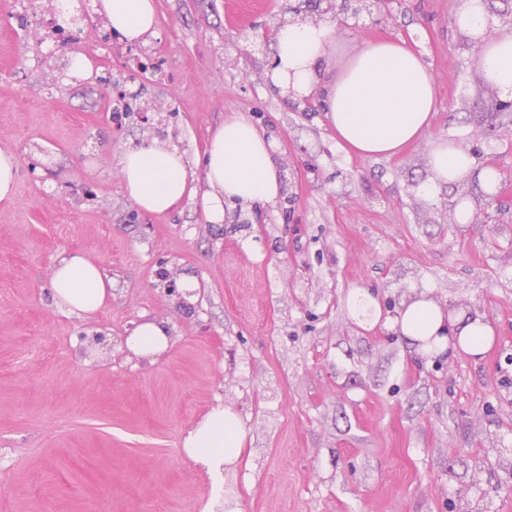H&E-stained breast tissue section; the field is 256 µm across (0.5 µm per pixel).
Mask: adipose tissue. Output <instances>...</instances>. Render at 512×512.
I'll return each instance as SVG.
<instances>
[{
	"label": "adipose tissue",
	"mask_w": 512,
	"mask_h": 512,
	"mask_svg": "<svg viewBox=\"0 0 512 512\" xmlns=\"http://www.w3.org/2000/svg\"><path fill=\"white\" fill-rule=\"evenodd\" d=\"M114 35L130 43L154 34L155 0H100ZM456 26L478 42V62L489 84L512 97V35L483 41L487 27L486 0H459ZM271 83L290 99H319L323 117L346 152L372 159L398 155L430 129L437 113L436 87L423 53L403 37L366 43L345 63L330 67L336 29L324 19L289 15L274 36ZM274 144L244 116L225 118L210 137L202 170H195L177 147L159 139L118 155L123 190L145 213L163 214L184 200L197 201L208 222L223 223L225 203L245 208L277 200L282 171L274 159ZM431 176L420 191L434 197L438 188L459 184L470 176H495L478 167L466 149L438 137L428 154ZM48 289L55 305L68 314L90 315L106 306L112 282L98 262L83 252L60 255ZM352 317L364 328L384 325L419 344L436 357L483 356L495 330L479 314L468 315L439 304L429 288L414 290L395 314L384 315L381 295L368 288L348 294ZM138 357L156 361L170 346L164 323L145 320L125 340ZM247 430L231 409L216 407L189 429L183 448L193 463L221 486L224 473L240 460Z\"/></svg>",
	"instance_id": "1"
}]
</instances>
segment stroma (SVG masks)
Segmentation results:
<instances>
[{"label": "stroma", "mask_w": 512, "mask_h": 512, "mask_svg": "<svg viewBox=\"0 0 512 512\" xmlns=\"http://www.w3.org/2000/svg\"><path fill=\"white\" fill-rule=\"evenodd\" d=\"M156 2L146 43L87 33L97 74L76 83L46 35L52 0H0V150L17 159L0 202V512H204L210 480L182 439L219 405L248 432L224 474L240 512H512V112L496 111L456 0H390L388 21L337 32L341 55L423 39L438 115L390 160L347 155L315 101L272 88L280 0H238L234 18L225 0ZM229 112L274 141L277 201L210 224L195 201L149 215L124 194L120 150L160 138L196 160ZM439 136L495 167L494 190L473 176L420 195ZM75 251L112 280L82 318L47 289ZM422 286L486 316L490 352L426 355L349 312L350 289L393 311ZM145 318L172 334L152 364L125 346ZM99 331L112 351L92 361L79 337Z\"/></svg>", "instance_id": "stroma-1"}]
</instances>
